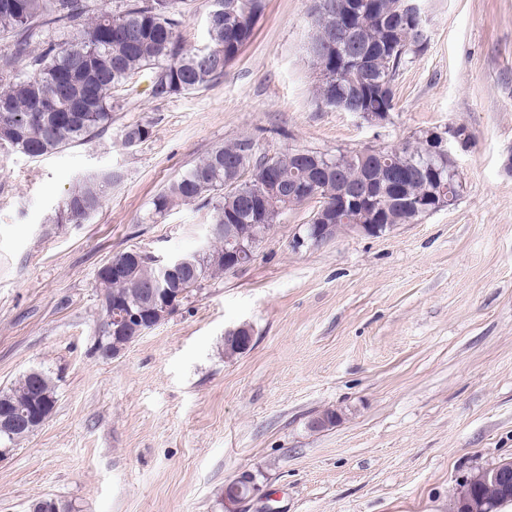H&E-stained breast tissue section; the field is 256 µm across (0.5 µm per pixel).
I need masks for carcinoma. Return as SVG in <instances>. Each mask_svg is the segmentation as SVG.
<instances>
[{"label": "carcinoma", "mask_w": 512, "mask_h": 512, "mask_svg": "<svg viewBox=\"0 0 512 512\" xmlns=\"http://www.w3.org/2000/svg\"><path fill=\"white\" fill-rule=\"evenodd\" d=\"M224 2V12L210 8L207 32L210 45L191 49L184 44L181 0H128L125 9L113 13L101 10L87 16L85 0H0V37L11 39L10 51L0 54V146L8 145L32 158L53 154L69 145L99 135L112 125V107L117 93L142 70L153 72L152 97L164 101L178 94L199 90L224 76L227 64L248 43L264 10V0H212ZM323 11L310 13L312 40L321 52L311 57L317 74V103L336 107V99L353 102L357 112H390L393 92L381 85L393 83L401 68L422 50L418 28L402 19L399 0H357L352 12L344 14L350 0H321ZM359 30L364 62L344 70L343 60L330 44L336 23ZM50 24L70 29L69 38L59 45L52 40L32 49L38 29ZM86 73L77 75L68 87V100H57L51 111L28 119L38 97L69 75L77 63ZM152 134L149 123L124 127L127 146L143 143ZM318 169L307 171L297 165L293 152L255 157V143L239 138L213 149L153 200L154 212L162 215L180 203L200 201L212 206L215 224H240L242 230L260 237L277 223L280 215L302 201L288 202V182L309 178L310 191L328 200L331 222L345 224L347 214L336 212V193L344 185L376 191L383 224H414L420 220L414 203L429 195L430 184L420 171L434 169L448 182V167L432 158L426 143L416 139L392 152V163L404 174L401 181L385 184L378 179L379 167L349 161L347 153L330 155L314 152ZM118 180L112 172L84 176L71 189L55 214L56 224H81L102 204L105 193ZM194 267L177 275L171 288L162 282L159 293L185 291L184 299L197 294L206 282L230 268L225 260L224 241L218 237L209 252L193 258ZM160 275L153 258L129 263L125 271L98 293L100 316L117 304L136 313L148 312L154 300L146 284ZM40 396L56 403V384L45 371L34 369L8 388L0 400L27 402ZM484 497L504 504L507 494L493 484H476Z\"/></svg>", "instance_id": "obj_1"}]
</instances>
